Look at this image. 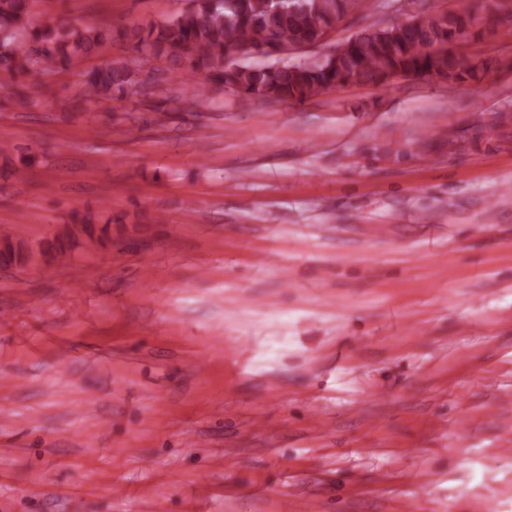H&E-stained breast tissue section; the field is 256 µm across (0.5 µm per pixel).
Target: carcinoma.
<instances>
[{"label":"carcinoma","instance_id":"cac0c4a2","mask_svg":"<svg viewBox=\"0 0 512 512\" xmlns=\"http://www.w3.org/2000/svg\"><path fill=\"white\" fill-rule=\"evenodd\" d=\"M54 3L46 0H0V71L9 76L1 83L0 97L19 105L32 103L14 81L36 85L53 70H67L95 56L112 29L104 24L66 26L53 16ZM358 0H192V6L163 24L134 28L128 37L135 48L167 57L179 65L193 83L196 96L207 97L216 82L239 95L304 101L346 83L380 85L395 75L425 76L436 71L448 80L473 77L471 59L444 49L469 26L472 0H460L448 17L422 13L413 29L394 34L373 26L349 39L345 53L334 62L286 63L279 68H255L227 61L237 49L255 48L264 56L269 49L311 42L336 20L353 10ZM81 92L96 102L112 100L114 93L131 95L138 86L156 85L140 79L138 69L125 61H107L82 73ZM0 261L21 260L11 236L0 238Z\"/></svg>","mask_w":512,"mask_h":512}]
</instances>
